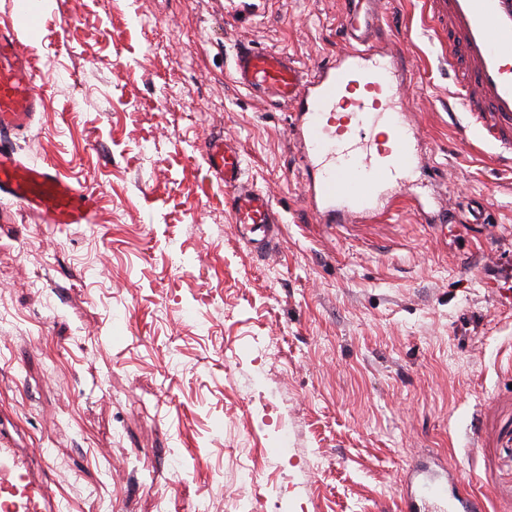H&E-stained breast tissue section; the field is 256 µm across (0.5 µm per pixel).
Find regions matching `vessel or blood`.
<instances>
[{"label": "vessel or blood", "mask_w": 512, "mask_h": 512, "mask_svg": "<svg viewBox=\"0 0 512 512\" xmlns=\"http://www.w3.org/2000/svg\"><path fill=\"white\" fill-rule=\"evenodd\" d=\"M386 0H345L344 45L335 62L305 72L286 52L240 50L235 82L272 107L294 114L292 135L310 174L306 200L322 224L372 221L391 208L416 157L408 142L416 127L396 110V52L381 49L376 32ZM426 27L444 33L442 52L452 71L454 100L468 127L492 145H512V0H423ZM37 69L13 21L0 23V195L49 224L91 221L89 194L53 166L24 163L13 135L32 124L43 100ZM204 156L224 182L232 221L254 252L277 238L282 217L270 195L246 179L244 157L227 138L209 139ZM36 450L16 447L0 432V512H63ZM417 489L402 495L404 512H485L455 467L443 474L409 471Z\"/></svg>", "instance_id": "vessel-or-blood-1"}]
</instances>
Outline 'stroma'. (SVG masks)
<instances>
[{
    "label": "stroma",
    "instance_id": "35a3bbf8",
    "mask_svg": "<svg viewBox=\"0 0 512 512\" xmlns=\"http://www.w3.org/2000/svg\"><path fill=\"white\" fill-rule=\"evenodd\" d=\"M343 0H0L44 107L14 139L93 199L47 224L0 199V411L48 451L68 512H401L414 464L452 462L512 512V163L448 112L422 0H388L398 98L425 157L410 193L483 200L495 231L437 239L400 202L320 224L289 109L233 80L244 46L335 57ZM235 139L282 216L272 256L232 223L205 141ZM490 287H483V280ZM257 468L246 483L249 468Z\"/></svg>",
    "mask_w": 512,
    "mask_h": 512
}]
</instances>
